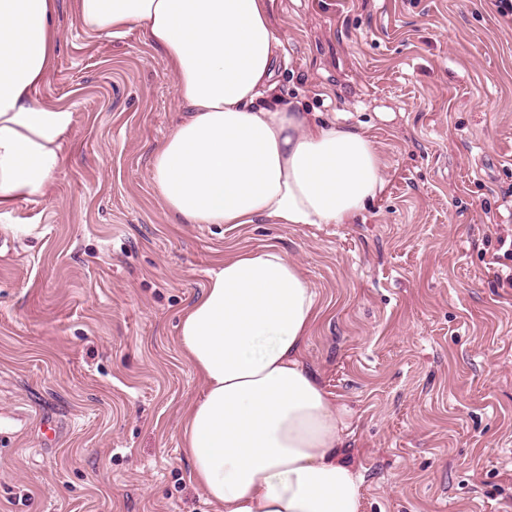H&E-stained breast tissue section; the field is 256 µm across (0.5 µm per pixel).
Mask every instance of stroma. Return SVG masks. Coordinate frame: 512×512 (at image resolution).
<instances>
[{"mask_svg":"<svg viewBox=\"0 0 512 512\" xmlns=\"http://www.w3.org/2000/svg\"><path fill=\"white\" fill-rule=\"evenodd\" d=\"M275 92L365 133L383 186L347 224H182L152 154L182 112L160 49L56 0L52 193L0 232V512H221L191 480L203 387L181 311L269 244L318 294L308 367L352 413L361 512H512V20L492 0H274Z\"/></svg>","mask_w":512,"mask_h":512,"instance_id":"obj_1","label":"stroma"}]
</instances>
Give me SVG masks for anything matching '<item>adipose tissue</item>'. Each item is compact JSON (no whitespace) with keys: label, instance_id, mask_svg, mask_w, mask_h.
Listing matches in <instances>:
<instances>
[{"label":"adipose tissue","instance_id":"obj_1","mask_svg":"<svg viewBox=\"0 0 512 512\" xmlns=\"http://www.w3.org/2000/svg\"><path fill=\"white\" fill-rule=\"evenodd\" d=\"M272 0H74L101 39L141 30L162 50L185 118L151 181L183 224H345L383 185L360 131L273 100L283 46ZM55 0H0V215L46 195L73 121L37 98L59 37ZM317 295L281 248L225 258L181 313L178 345L204 386L186 410L192 480L224 512H360L351 415L303 358Z\"/></svg>","mask_w":512,"mask_h":512}]
</instances>
